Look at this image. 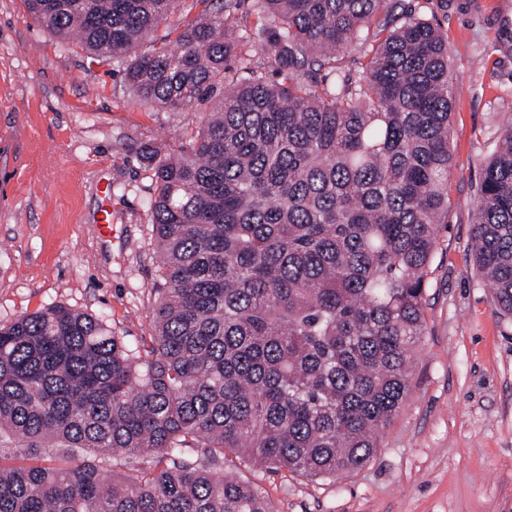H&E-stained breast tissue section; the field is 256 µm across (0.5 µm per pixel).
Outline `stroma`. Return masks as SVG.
<instances>
[{"instance_id": "obj_1", "label": "stroma", "mask_w": 512, "mask_h": 512, "mask_svg": "<svg viewBox=\"0 0 512 512\" xmlns=\"http://www.w3.org/2000/svg\"><path fill=\"white\" fill-rule=\"evenodd\" d=\"M448 45L460 84L451 117L448 221L425 284L410 393L360 469L336 480L249 469L275 512H512V319L473 261L483 168L512 122V0H405ZM203 109L145 104L111 59L88 57L0 0V326L64 305L140 352L154 345L161 278L141 153L176 147ZM110 198H103L100 182ZM110 206V232L98 229Z\"/></svg>"}]
</instances>
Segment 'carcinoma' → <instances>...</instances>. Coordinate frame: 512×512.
I'll use <instances>...</instances> for the list:
<instances>
[{
    "mask_svg": "<svg viewBox=\"0 0 512 512\" xmlns=\"http://www.w3.org/2000/svg\"><path fill=\"white\" fill-rule=\"evenodd\" d=\"M182 2L24 0L112 59L141 101L210 112L147 156L162 270L151 351L63 305L0 326V440L24 456L0 462V512H273L219 472L224 451L334 480L366 464L409 394L448 217L446 44L410 13L388 28L386 0ZM360 47L357 68L342 65ZM473 239L511 317L512 125ZM58 445L92 458L35 464ZM144 452L154 466L106 475Z\"/></svg>",
    "mask_w": 512,
    "mask_h": 512,
    "instance_id": "carcinoma-1",
    "label": "carcinoma"
}]
</instances>
